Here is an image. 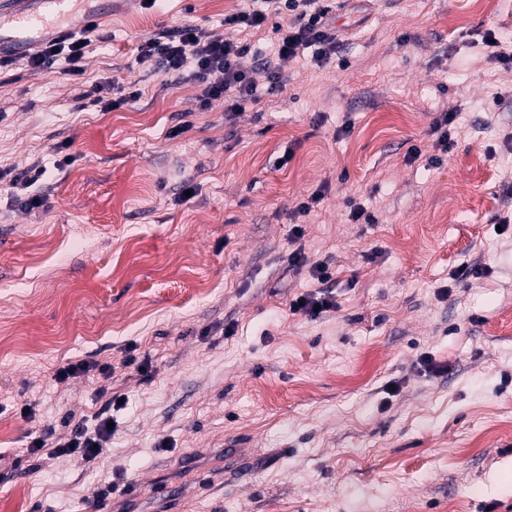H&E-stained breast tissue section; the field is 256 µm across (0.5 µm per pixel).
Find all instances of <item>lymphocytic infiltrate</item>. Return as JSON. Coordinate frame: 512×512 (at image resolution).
Wrapping results in <instances>:
<instances>
[{"mask_svg":"<svg viewBox=\"0 0 512 512\" xmlns=\"http://www.w3.org/2000/svg\"><path fill=\"white\" fill-rule=\"evenodd\" d=\"M288 15L287 25L276 26V43L271 56L264 58L268 89L276 91L282 86L281 73L284 63L296 59L300 53L311 52L316 64L326 63L344 45L343 30L333 23L331 0H255L252 9L225 17L228 25L262 28L270 12ZM86 40L75 33L53 37L41 44L26 57L28 67L45 69L51 62L64 61L71 75L83 71ZM251 50L250 45H238L223 37L205 32L196 25H184L177 36L157 33L144 38L138 47L143 59L157 58L166 70H181L186 61H193L191 74L201 86V105L221 98L233 113L243 112L246 103L257 102L258 88L250 72L241 66V59ZM108 419H101L92 427L75 426L65 439L53 436L52 429H45L34 439L31 452L52 449L54 454L89 460L97 456L98 445L104 444L111 431Z\"/></svg>","mask_w":512,"mask_h":512,"instance_id":"obj_1","label":"lymphocytic infiltrate"}]
</instances>
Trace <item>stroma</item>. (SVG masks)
Wrapping results in <instances>:
<instances>
[{
    "instance_id": "1",
    "label": "stroma",
    "mask_w": 512,
    "mask_h": 512,
    "mask_svg": "<svg viewBox=\"0 0 512 512\" xmlns=\"http://www.w3.org/2000/svg\"><path fill=\"white\" fill-rule=\"evenodd\" d=\"M250 5L116 0L81 75L0 71V170L46 169L34 211L0 183V455L21 460L0 512H94L113 481L141 512L174 488L185 512H512V429L491 422L512 419V70L481 44L512 52V0L337 10L342 52L285 64L239 115L139 57L185 24L268 47L287 15L224 23ZM323 289L335 309L291 311ZM79 360L111 369L57 384ZM103 414L95 458L29 455ZM187 453L221 488L195 493L170 465ZM482 43L487 52L488 58L491 60H495L505 68H510L512 64V56L511 53H508L504 50L501 45V42L498 40L495 32L493 30H486L482 35ZM455 119L456 113L443 112L432 123L431 132L437 135L436 143L442 153H448L455 143L454 135L457 129Z\"/></svg>"
}]
</instances>
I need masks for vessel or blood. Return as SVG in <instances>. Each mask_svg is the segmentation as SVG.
I'll list each match as a JSON object with an SVG mask.
<instances>
[{
    "instance_id": "obj_1",
    "label": "vessel or blood",
    "mask_w": 512,
    "mask_h": 512,
    "mask_svg": "<svg viewBox=\"0 0 512 512\" xmlns=\"http://www.w3.org/2000/svg\"><path fill=\"white\" fill-rule=\"evenodd\" d=\"M17 0H0V54L20 55L36 48L43 33L62 32L65 22L82 17L93 27L107 18V11H79L78 0H34L31 9H20Z\"/></svg>"
}]
</instances>
